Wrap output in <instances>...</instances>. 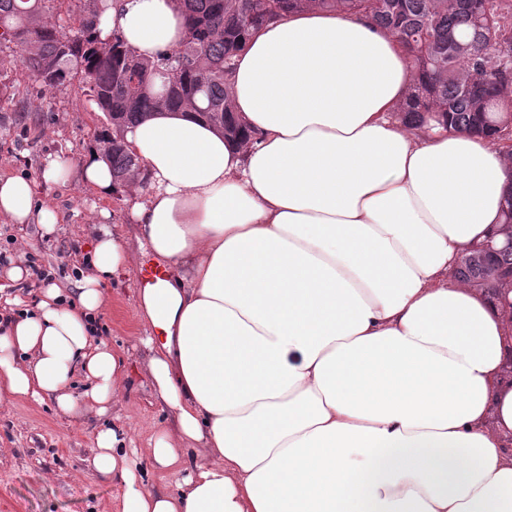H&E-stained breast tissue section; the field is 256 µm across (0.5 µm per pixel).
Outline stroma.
<instances>
[{
	"label": "stroma",
	"mask_w": 512,
	"mask_h": 512,
	"mask_svg": "<svg viewBox=\"0 0 512 512\" xmlns=\"http://www.w3.org/2000/svg\"><path fill=\"white\" fill-rule=\"evenodd\" d=\"M104 124L81 77L50 90L20 66L15 53L0 50V175L38 179L40 199L60 216L50 234L37 224L0 220V314L21 313L43 286L33 275L21 282L9 278L18 256H33L69 293L88 271L87 255L100 225L132 233L125 192L103 197L81 179L80 161L101 148ZM51 160L64 163L67 172L58 181H42ZM103 209L110 213L105 222L99 217ZM152 261L150 253L138 252L130 273L106 287L109 304L98 317V332L126 363L121 394L106 415L90 412L75 419L47 402L0 403V512H116L119 487L86 463L104 424L122 436L126 449L136 450L149 489L171 488V477L154 470L147 454L157 434L172 424L151 384L142 343L146 331L137 314L140 272Z\"/></svg>",
	"instance_id": "obj_1"
}]
</instances>
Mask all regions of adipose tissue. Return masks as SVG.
<instances>
[{
    "label": "adipose tissue",
    "instance_id": "1",
    "mask_svg": "<svg viewBox=\"0 0 512 512\" xmlns=\"http://www.w3.org/2000/svg\"><path fill=\"white\" fill-rule=\"evenodd\" d=\"M115 32L153 59L187 22L176 0H113L97 33ZM414 79L370 18L298 10L234 58L247 141L152 111L126 134L147 182L126 198L134 239L101 229L75 296L50 285L0 321V402L106 413L124 364L97 335L103 286L147 248L166 278L139 315L174 420L150 458L176 481L149 490L98 429L91 464L120 512H512V290L448 278L497 230L512 160L497 139L395 121ZM0 216L59 222L23 175H0ZM187 443L207 458L186 475Z\"/></svg>",
    "mask_w": 512,
    "mask_h": 512
}]
</instances>
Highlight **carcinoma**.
Here are the masks:
<instances>
[{
  "instance_id": "cac0c4a2",
  "label": "carcinoma",
  "mask_w": 512,
  "mask_h": 512,
  "mask_svg": "<svg viewBox=\"0 0 512 512\" xmlns=\"http://www.w3.org/2000/svg\"><path fill=\"white\" fill-rule=\"evenodd\" d=\"M49 0H0V47L45 87L74 75L85 81L102 112L104 155L117 183H129L140 165L124 139L127 128L159 107H189L222 132L237 135L228 76L236 52L266 23L303 8L358 13L396 37L415 70L408 125L438 117L499 137L512 127V0H179L188 33L176 49L151 61L138 57L114 33L101 41L96 22L108 0H90L89 14L69 31L50 14ZM480 251L461 275L475 288L507 282Z\"/></svg>"
}]
</instances>
